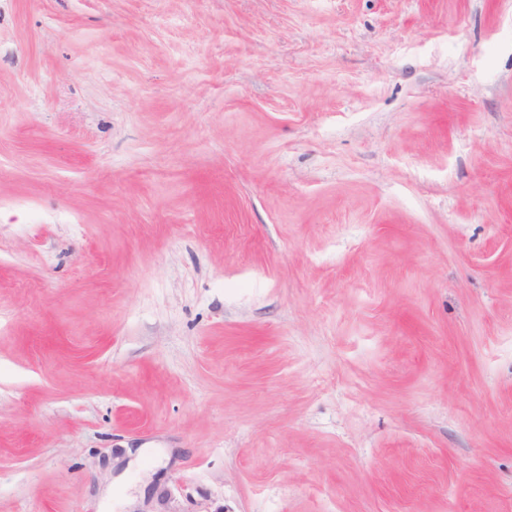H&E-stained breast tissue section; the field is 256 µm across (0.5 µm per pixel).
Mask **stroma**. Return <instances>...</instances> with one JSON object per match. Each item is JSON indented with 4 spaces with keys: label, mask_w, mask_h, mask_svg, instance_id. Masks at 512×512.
Masks as SVG:
<instances>
[{
    "label": "stroma",
    "mask_w": 512,
    "mask_h": 512,
    "mask_svg": "<svg viewBox=\"0 0 512 512\" xmlns=\"http://www.w3.org/2000/svg\"><path fill=\"white\" fill-rule=\"evenodd\" d=\"M512 512V0H0V512Z\"/></svg>",
    "instance_id": "1"
}]
</instances>
